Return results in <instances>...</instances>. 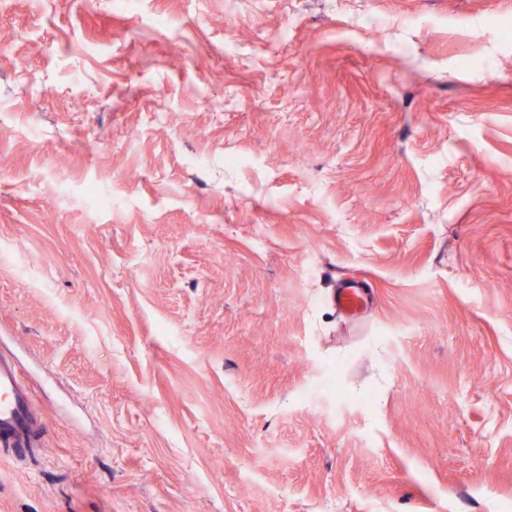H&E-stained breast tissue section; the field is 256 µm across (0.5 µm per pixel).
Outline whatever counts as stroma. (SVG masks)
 I'll return each instance as SVG.
<instances>
[{
    "instance_id": "1",
    "label": "stroma",
    "mask_w": 512,
    "mask_h": 512,
    "mask_svg": "<svg viewBox=\"0 0 512 512\" xmlns=\"http://www.w3.org/2000/svg\"><path fill=\"white\" fill-rule=\"evenodd\" d=\"M0 29V512H512V0ZM336 303L343 311L355 316L364 307V295L355 286H345L340 288ZM46 427L30 406L16 365L0 358V445L25 456L36 448Z\"/></svg>"
}]
</instances>
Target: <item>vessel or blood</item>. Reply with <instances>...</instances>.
<instances>
[{
	"label": "vessel or blood",
	"instance_id": "vessel-or-blood-1",
	"mask_svg": "<svg viewBox=\"0 0 512 512\" xmlns=\"http://www.w3.org/2000/svg\"><path fill=\"white\" fill-rule=\"evenodd\" d=\"M337 305L350 315L364 306V295L355 286L340 288ZM46 427L30 406V394L22 386L16 365L0 358V446L24 456L36 447Z\"/></svg>",
	"mask_w": 512,
	"mask_h": 512
}]
</instances>
